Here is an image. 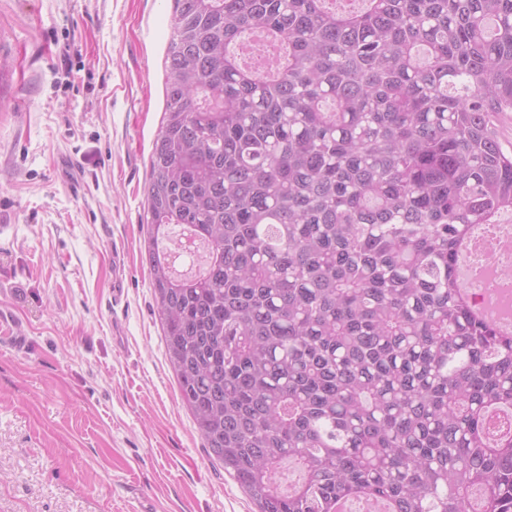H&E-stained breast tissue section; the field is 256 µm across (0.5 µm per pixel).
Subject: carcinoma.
Listing matches in <instances>:
<instances>
[{
	"label": "carcinoma",
	"instance_id": "cac0c4a2",
	"mask_svg": "<svg viewBox=\"0 0 512 512\" xmlns=\"http://www.w3.org/2000/svg\"><path fill=\"white\" fill-rule=\"evenodd\" d=\"M165 96L146 262L181 401L257 512H512V334L458 276L512 211V0H174ZM171 224L204 273L174 274Z\"/></svg>",
	"mask_w": 512,
	"mask_h": 512
}]
</instances>
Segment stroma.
<instances>
[{
    "mask_svg": "<svg viewBox=\"0 0 512 512\" xmlns=\"http://www.w3.org/2000/svg\"><path fill=\"white\" fill-rule=\"evenodd\" d=\"M173 9L0 0V311L32 340L0 339V512H257L181 403L146 262Z\"/></svg>",
    "mask_w": 512,
    "mask_h": 512,
    "instance_id": "1",
    "label": "stroma"
}]
</instances>
